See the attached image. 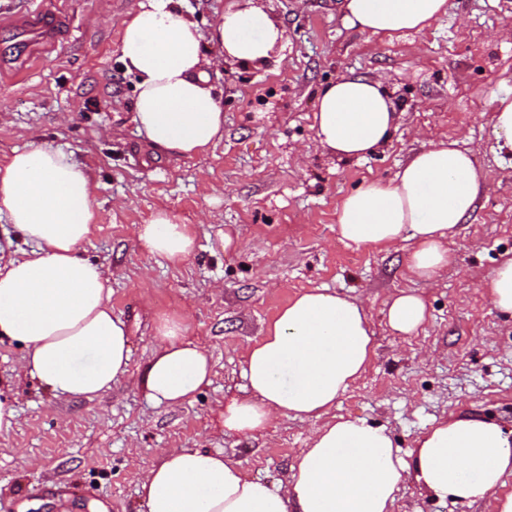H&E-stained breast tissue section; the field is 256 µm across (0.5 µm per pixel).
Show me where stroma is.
Returning a JSON list of instances; mask_svg holds the SVG:
<instances>
[{
    "instance_id": "stroma-1",
    "label": "stroma",
    "mask_w": 512,
    "mask_h": 512,
    "mask_svg": "<svg viewBox=\"0 0 512 512\" xmlns=\"http://www.w3.org/2000/svg\"><path fill=\"white\" fill-rule=\"evenodd\" d=\"M141 0H0V162L48 144L92 173L102 222L79 252L103 264L112 312L131 332L126 375L94 399L57 398L20 374L24 348L0 345L4 395L17 418L0 429V512H145L138 479L161 450L224 451L244 474L286 483L312 421L282 417L244 436L225 431V404L248 395L247 350L296 294L324 289L363 301L376 356L334 414L386 427L402 453L431 424L477 413L512 431V313L484 284L512 258V154L492 132L493 101L512 95V0H449L447 15L400 39L347 28L340 0H254L283 30L275 62L210 73L224 139L182 157L150 147L133 121L134 75L120 59L118 19ZM58 8L66 36L37 57L15 20ZM379 81L396 110L389 141L362 160H338L315 139L319 92L348 74ZM458 140L481 191L448 236L451 260L432 280L409 276L413 241L351 247L336 234L341 201L365 182L394 178L423 145ZM168 210L198 227L196 254L179 266L135 245L133 225ZM241 244L222 248L225 231ZM408 290L430 319L416 335L387 326L386 301ZM187 319L213 365L209 384L182 406L150 400L142 378L158 315ZM84 487L68 501L65 484ZM394 512H496V500L453 503L401 486Z\"/></svg>"
}]
</instances>
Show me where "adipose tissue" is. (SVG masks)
<instances>
[{
	"instance_id": "obj_1",
	"label": "adipose tissue",
	"mask_w": 512,
	"mask_h": 512,
	"mask_svg": "<svg viewBox=\"0 0 512 512\" xmlns=\"http://www.w3.org/2000/svg\"><path fill=\"white\" fill-rule=\"evenodd\" d=\"M344 19L387 37L418 32L448 11V0H343ZM121 60L136 78L138 130L178 156L206 152L224 137V114L209 84L212 65L183 0H141L120 23ZM224 54L244 66L272 59L280 27L252 0L217 19ZM396 115L380 82L345 75L323 88L314 113L316 138L342 160L361 159L385 144ZM480 180L468 151L441 141L415 152L387 183L349 194L337 215L349 246H393L410 239V274L431 279L449 261L445 242L472 210ZM90 172L62 150H14L0 165V216L30 252L0 267V341L26 350L24 373L53 395L94 398L127 371L125 323L112 315V288L102 265L80 259L98 222ZM139 247L162 263L194 256L197 228L158 212L136 227ZM419 295L401 292L386 314L396 334L427 320ZM184 316L156 323L157 347L143 378L148 396L170 407L189 401L211 376L205 349L186 336ZM364 306L348 295L311 289L298 294L247 352L242 376L249 399L228 403L226 430L249 435L280 415L321 417L362 375L375 352ZM411 461L385 428L336 417L318 428L291 467L272 485L246 477L222 452L165 453L140 482L146 512H391L400 485L414 479L429 495L473 503L497 494L512 476V438L492 420L461 414L440 421L416 441Z\"/></svg>"
}]
</instances>
